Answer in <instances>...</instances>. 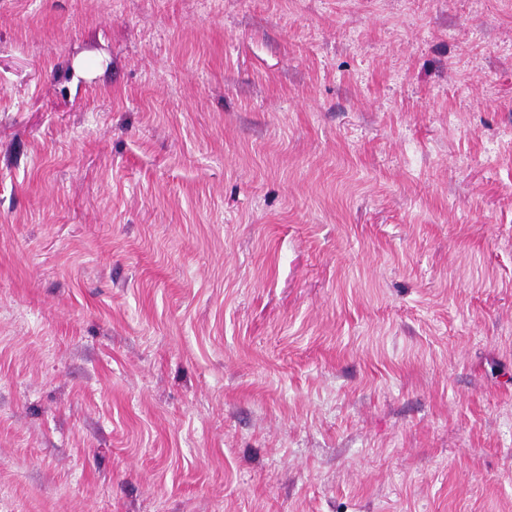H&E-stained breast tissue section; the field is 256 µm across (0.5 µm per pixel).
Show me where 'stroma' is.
<instances>
[{
  "label": "stroma",
  "mask_w": 512,
  "mask_h": 512,
  "mask_svg": "<svg viewBox=\"0 0 512 512\" xmlns=\"http://www.w3.org/2000/svg\"><path fill=\"white\" fill-rule=\"evenodd\" d=\"M0 512H512V0H0Z\"/></svg>",
  "instance_id": "obj_1"
}]
</instances>
